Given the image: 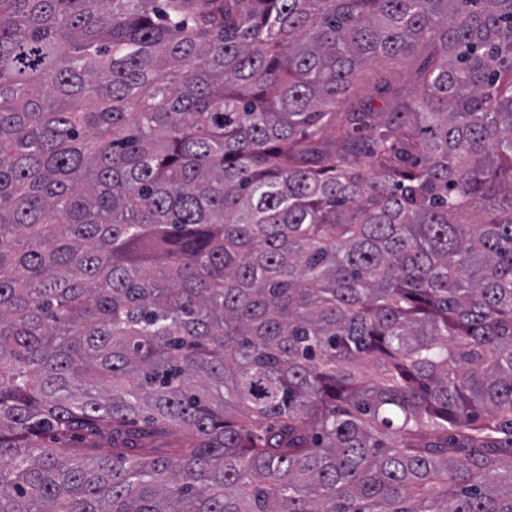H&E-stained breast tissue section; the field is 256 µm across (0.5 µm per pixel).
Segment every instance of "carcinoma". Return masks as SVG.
Instances as JSON below:
<instances>
[{
  "label": "carcinoma",
  "mask_w": 512,
  "mask_h": 512,
  "mask_svg": "<svg viewBox=\"0 0 512 512\" xmlns=\"http://www.w3.org/2000/svg\"><path fill=\"white\" fill-rule=\"evenodd\" d=\"M0 512H512V0H0ZM427 50L420 49L411 59L402 63L395 64L389 61L379 60L368 64L362 71V87L361 94L364 97L374 98L376 104H381L376 91V78L379 73L386 74L394 87L411 90L413 89L414 75L418 66L426 56Z\"/></svg>",
  "instance_id": "cac0c4a2"
}]
</instances>
